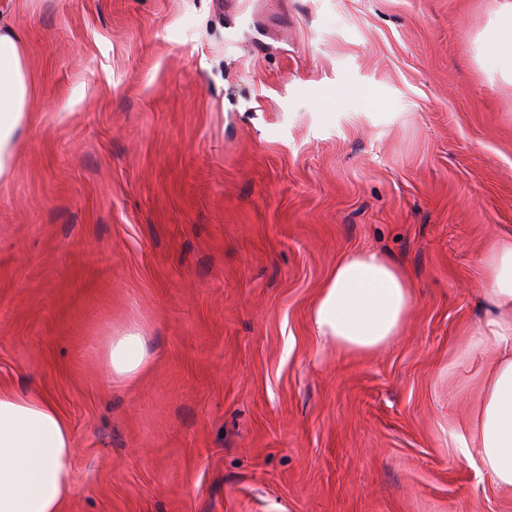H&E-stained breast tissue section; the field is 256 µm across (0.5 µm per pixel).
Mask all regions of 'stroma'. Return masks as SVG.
Returning a JSON list of instances; mask_svg holds the SVG:
<instances>
[{"mask_svg":"<svg viewBox=\"0 0 512 512\" xmlns=\"http://www.w3.org/2000/svg\"><path fill=\"white\" fill-rule=\"evenodd\" d=\"M505 0H0L36 76L0 186V388L73 434L67 512H512L454 433L483 361L482 248L512 228ZM370 248L400 336L319 343ZM152 357L107 375L109 336ZM483 61L487 69L512 75V6L504 9L484 36ZM414 288L407 269L385 253L347 252L310 306L316 336L344 352H375L403 331ZM106 363L112 377L118 381L132 380L149 365L145 336L136 327L110 336L105 350Z\"/></svg>","mask_w":512,"mask_h":512,"instance_id":"1","label":"stroma"}]
</instances>
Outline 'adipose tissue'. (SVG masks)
Returning <instances> with one entry per match:
<instances>
[{"mask_svg":"<svg viewBox=\"0 0 512 512\" xmlns=\"http://www.w3.org/2000/svg\"><path fill=\"white\" fill-rule=\"evenodd\" d=\"M487 69L512 75V6L484 36ZM36 80L23 32L0 27V179L13 170L31 115ZM488 315L461 346L465 358L491 355L476 410L457 447L477 449L482 470L499 489L512 490V232L483 252ZM415 284L385 253H345L310 306L318 339L338 350L369 354L403 331ZM112 377L127 381L149 365L145 338L132 327L110 337L105 350ZM73 430L54 403L32 392L0 391V512H64L73 494Z\"/></svg>","mask_w":512,"mask_h":512,"instance_id":"ef3b65f1","label":"adipose tissue"}]
</instances>
